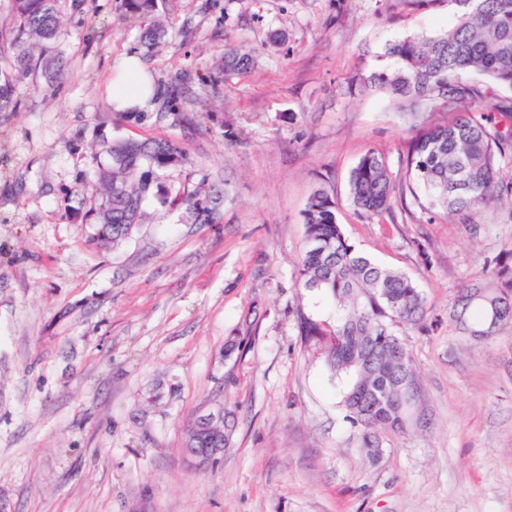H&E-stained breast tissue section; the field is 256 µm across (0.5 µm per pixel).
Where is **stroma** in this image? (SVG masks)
Listing matches in <instances>:
<instances>
[{"label": "stroma", "mask_w": 512, "mask_h": 512, "mask_svg": "<svg viewBox=\"0 0 512 512\" xmlns=\"http://www.w3.org/2000/svg\"><path fill=\"white\" fill-rule=\"evenodd\" d=\"M457 12L446 0H158L147 18L126 0H84L18 74L17 22L0 0V76L13 79L0 100V497L11 512H512V328L476 343L448 320L458 291L512 249V208L451 224L407 198L370 217L349 188L370 150L401 177L409 141L452 115L402 119L347 77ZM151 21L168 34L149 50ZM241 45L256 66L224 72L225 48ZM131 53L175 98L114 110L116 65ZM115 139L184 148L162 183L174 195L222 187L223 223L150 198L131 238L101 246L90 211L102 198L87 183ZM320 188L349 242L427 301L424 329L408 336L416 426L381 432L374 457L345 417L342 384L295 328L297 306L334 311L297 281L303 212ZM232 340L242 348L230 354ZM223 408L236 411L228 447L190 464L189 428Z\"/></svg>", "instance_id": "stroma-1"}]
</instances>
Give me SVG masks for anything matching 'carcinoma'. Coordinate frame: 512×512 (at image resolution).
Instances as JSON below:
<instances>
[{"mask_svg":"<svg viewBox=\"0 0 512 512\" xmlns=\"http://www.w3.org/2000/svg\"><path fill=\"white\" fill-rule=\"evenodd\" d=\"M59 0H12L19 21L13 42H45L61 35ZM460 7L456 21L433 36L410 35L389 45L390 64L361 79L389 94L396 109L414 114L425 105L455 113L444 126L420 131L411 141L404 178L396 183L386 158L367 151L350 174L354 205L369 216L392 210L396 197L410 196L425 213L450 224H476L482 213L512 205V0H448ZM165 37L157 24L141 40L152 48ZM255 52L229 47L224 70L247 71ZM112 163L99 169L92 186L107 199L96 214L99 242L117 245L140 224L150 197L162 206L169 192L157 171L181 164L184 151L167 140H115ZM224 191L179 197L201 224H216ZM306 248L298 282L336 304L322 318L296 310L297 334L336 378L347 380L342 406L358 428L367 454L377 455L379 432L405 433L412 422L399 409L394 388L404 378L418 382L403 339L423 328L426 300L408 274L384 267L359 253L336 222V204L322 189L303 213ZM466 318L474 329L495 336L512 327V254L498 257L487 277L457 295L450 319Z\"/></svg>","mask_w":512,"mask_h":512,"instance_id":"obj_1","label":"carcinoma"}]
</instances>
